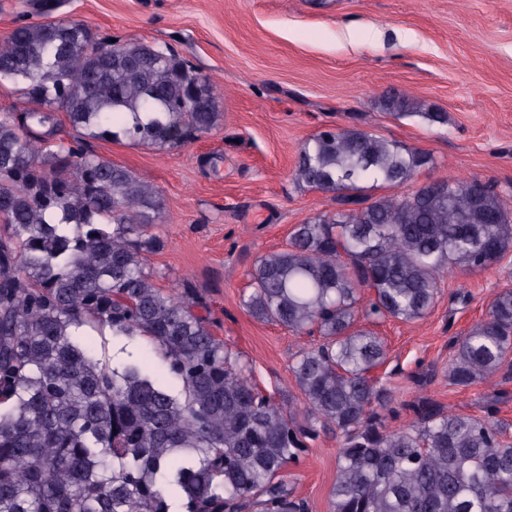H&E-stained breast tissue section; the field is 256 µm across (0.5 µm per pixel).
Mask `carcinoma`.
Returning a JSON list of instances; mask_svg holds the SVG:
<instances>
[{"label":"carcinoma","instance_id":"1","mask_svg":"<svg viewBox=\"0 0 512 512\" xmlns=\"http://www.w3.org/2000/svg\"><path fill=\"white\" fill-rule=\"evenodd\" d=\"M0 512H308L285 474L319 433L339 439L330 512H512V443L496 422L409 405L393 427L387 350L368 321H413L457 269L512 252V208L481 195L488 220L448 222L475 180L448 194L402 186L431 154L356 128L301 146L292 177L339 208L294 226L262 256L241 304L261 322L323 342L290 371L303 407L274 402L214 336L206 298L169 292L149 256L160 192L92 150L127 140L163 150L217 125L210 79L168 48L112 43L68 16L17 26L0 43ZM395 116L418 109L392 96ZM372 290L361 302V291ZM149 342L163 364L100 362L91 333ZM450 382L493 378L512 352V290L457 340ZM181 503L180 510L173 508Z\"/></svg>","mask_w":512,"mask_h":512}]
</instances>
